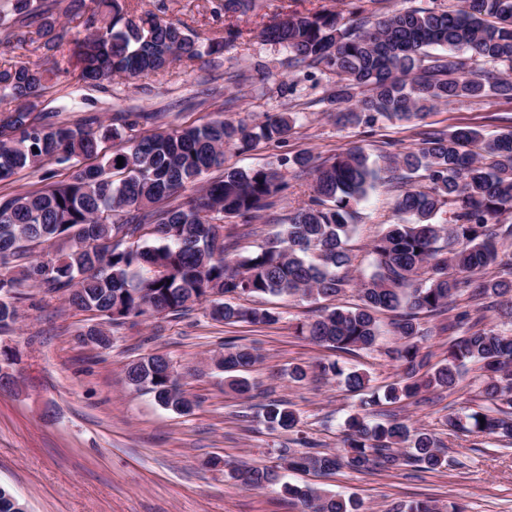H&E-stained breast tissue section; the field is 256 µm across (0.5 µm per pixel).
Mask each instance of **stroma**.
I'll list each match as a JSON object with an SVG mask.
<instances>
[{
    "mask_svg": "<svg viewBox=\"0 0 512 512\" xmlns=\"http://www.w3.org/2000/svg\"><path fill=\"white\" fill-rule=\"evenodd\" d=\"M328 2L265 0L261 10L239 18L242 37L208 65L183 63L158 77H116L101 91L59 77L42 109L64 123L87 112L106 121L119 112H138L141 136L216 119L252 126L270 113H296L281 142L225 148L228 168H276L299 151L327 158L356 144L380 162L416 143L422 130L478 126L493 136L512 127V103L495 96L450 102L415 125L381 121L369 133L337 122L326 100L334 76H312L306 67L289 65L284 48L257 36L280 8L306 11ZM258 64L271 71L268 82L256 79ZM310 184L307 178L289 179L275 206L250 226L226 219L227 229L238 234L237 253L259 251L274 239L288 214L307 201ZM395 200V193L379 183L356 207L349 241L355 283L374 270L372 241L404 220ZM355 283L327 300L240 298V305L276 311L279 320L271 325H224L211 320L202 305L179 319L141 317L113 328L108 350L78 341L92 321L89 313L70 307L63 293L25 287L21 318L0 331V348L14 351L18 375L16 389L0 391V485L9 487L28 512H299L283 503L279 487L245 489L229 472L280 465L281 450L296 448L302 436L319 450L341 451L342 426L358 412L359 396L337 378L292 382L293 367L334 361L346 370L366 371L378 391L398 378L400 369L388 356L395 342L394 313L380 314L376 346L353 354L318 347L295 332L312 311L355 304ZM229 338L260 355L248 374L251 397L231 392L224 372L213 364ZM155 352L172 360L183 389L196 402L191 414L163 409L127 383V364ZM483 380L479 364L470 362L456 389L431 390L380 408L434 434L448 460L444 468H343L329 475L290 470L286 481L355 496L362 512H387L391 503L418 499L442 507L457 501L467 512H512V440L448 428V414L463 417L485 407ZM273 400L287 401L297 413L296 429L266 426L262 407Z\"/></svg>",
    "mask_w": 512,
    "mask_h": 512,
    "instance_id": "35a3bbf8",
    "label": "stroma"
}]
</instances>
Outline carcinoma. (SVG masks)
Masks as SVG:
<instances>
[{"label": "carcinoma", "instance_id": "1", "mask_svg": "<svg viewBox=\"0 0 512 512\" xmlns=\"http://www.w3.org/2000/svg\"><path fill=\"white\" fill-rule=\"evenodd\" d=\"M212 18L244 17L263 7L260 0H205ZM79 21L84 36L59 27L53 11ZM165 0L155 10L135 12L128 0H0V48L33 44L50 52L42 63L19 61L0 70V182L47 163L66 172L43 174L42 187L0 193V329L19 318L21 288L32 282L49 292H66L69 306L101 317L83 332L101 349L112 347L111 327L163 311L179 318L206 303L226 325L278 322L276 312L233 303L242 296L335 297L350 284L347 242L354 207L375 187L377 170L360 145L328 159L309 151L282 159L295 173L315 180L307 203L288 217L282 233L259 251L230 256L224 218L250 224L275 205L283 188L273 168L229 169L210 181L206 174L224 165V148L278 142L296 114L277 112L246 126L216 120L139 136L140 115L120 112L119 125L95 112L76 123L52 122L38 112L54 77L72 75L90 90L114 76H158L180 62L219 55L242 35L234 23L224 36L203 38L189 25L165 18ZM350 20L322 8L293 12L262 28L263 41L279 45L291 61L336 78L327 101L340 108L337 120L364 128L379 121L424 119L442 104L496 95L512 102V0H456L446 9L394 10L377 19L368 8ZM439 46L447 52L432 54ZM493 65L468 70L457 53ZM127 139V149L108 143ZM123 166L117 167L118 158ZM390 183L398 189L396 210L411 217L391 224L373 240L375 271L361 281L359 304L336 306L297 324L298 334L326 349L352 354L380 336L376 314L404 309L396 343L388 350L403 367L386 386L396 403L423 389L458 385L461 367L479 362L486 372L485 398L493 407L465 418L448 414V427L512 439V337L481 328L480 317L463 310L450 328H464L437 367L424 370L427 355L420 316L437 315L466 294L483 309L495 299L512 311V281L486 277L498 265L500 247L512 240V224H497L512 210V128L492 137L465 126L429 130L419 142L389 157ZM193 195H185L190 189ZM448 209L449 222L434 219ZM258 360L254 349L229 339L215 361L228 373L225 384L250 393L245 373ZM322 378L341 377L348 391L369 388L366 372H344L320 361ZM128 383L178 414L192 412L169 358L150 354L128 364ZM270 428L297 427V414L282 401L264 408ZM411 443L401 451L405 443ZM339 454L281 450L290 470L333 473L409 465L437 471L447 463L424 428L398 420L372 423L355 414L344 425ZM231 478L263 489L280 480L268 467L236 470ZM282 495L302 504L301 512H361L359 500L285 483ZM24 504L0 486V512H23ZM388 512H438L429 501L395 502Z\"/></svg>", "mask_w": 512, "mask_h": 512}]
</instances>
